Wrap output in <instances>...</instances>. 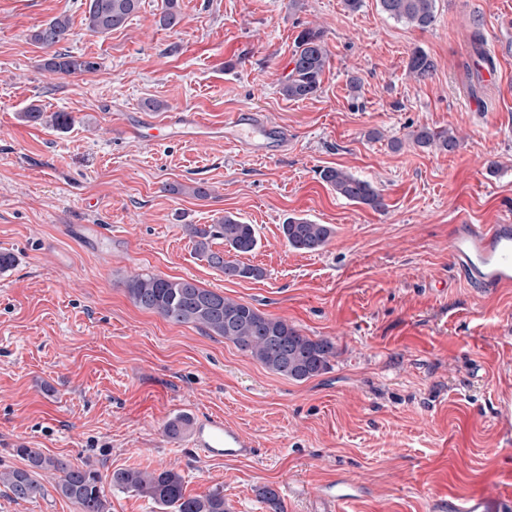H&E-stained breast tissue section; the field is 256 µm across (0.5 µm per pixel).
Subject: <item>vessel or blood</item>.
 Segmentation results:
<instances>
[{"instance_id": "b4317fda", "label": "vessel or blood", "mask_w": 512, "mask_h": 512, "mask_svg": "<svg viewBox=\"0 0 512 512\" xmlns=\"http://www.w3.org/2000/svg\"><path fill=\"white\" fill-rule=\"evenodd\" d=\"M226 126L235 130V139L248 153L265 156L288 149V136L271 118L258 112L229 115ZM127 132L141 136L151 133L161 140L179 130H195L205 126L202 115L173 112L157 119L148 115L123 119ZM451 263L470 287L512 288V220L499 224H457L448 238ZM192 447L208 457L240 459L253 455L254 448L242 432L225 422L220 415L199 416L193 426ZM502 497L494 489H485L471 499L466 512H499Z\"/></svg>"}]
</instances>
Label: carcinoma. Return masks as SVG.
Instances as JSON below:
<instances>
[{
    "instance_id": "1",
    "label": "carcinoma",
    "mask_w": 512,
    "mask_h": 512,
    "mask_svg": "<svg viewBox=\"0 0 512 512\" xmlns=\"http://www.w3.org/2000/svg\"><path fill=\"white\" fill-rule=\"evenodd\" d=\"M140 5V0H88L85 25L89 32L106 34L126 23ZM382 10L390 17L411 26L426 29L436 22V0H380ZM181 22L179 0H166L160 24L173 29ZM70 19L56 16L34 27L29 38L45 49L53 50L44 60V69L61 75L93 72L97 63L55 47L68 39ZM329 56L323 31L316 27L303 29L295 38L292 68L281 81L280 92L293 101H304L320 91L322 76ZM409 76L423 81L435 70V63L422 49L411 52L406 64ZM26 122L63 130L72 117L66 112L48 114L36 105L20 113ZM412 143L420 148L454 151L459 140L450 129L433 130L421 127L411 134ZM320 178L336 195L355 204L375 210L384 207L377 188L368 180L343 169L329 167ZM186 235L198 255L224 273L227 280L264 277L262 268L238 260L254 252L260 245L256 229L233 215H226L214 224H187ZM288 246L304 253L318 252L330 241L333 228L316 224L303 217H289L281 224ZM224 241V250L212 249L213 241ZM127 293L142 310L155 313L178 325L192 324L209 336H219L232 342L267 371L293 381H305L330 369L336 349L326 338L312 339L281 318L270 317L257 308L235 301L220 292L203 288L192 278H164L138 275L127 284ZM16 455L27 462V468L0 470V485L13 500H27L45 494L36 479L41 471L59 473L54 491L77 506V512H110L99 471L87 461L73 462L43 454L37 448L22 446ZM112 487L131 492L158 505L166 512H229L224 501V489L215 487L202 495L185 494L184 478L174 469H117L112 472Z\"/></svg>"
}]
</instances>
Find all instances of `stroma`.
<instances>
[{"mask_svg": "<svg viewBox=\"0 0 512 512\" xmlns=\"http://www.w3.org/2000/svg\"><path fill=\"white\" fill-rule=\"evenodd\" d=\"M141 0L125 27L94 34L86 0H0V466L24 467L18 445L97 468L110 512H161L113 489L118 468H174L187 494L222 486L229 512H322L330 483H357L336 512H456L495 486L512 512V289L470 288L448 256L459 220L512 216V0H437L434 26L390 18L379 0ZM71 20L63 49L96 71L56 75L30 30ZM324 32L315 98L285 99L294 41ZM481 32L492 67H477ZM435 62L416 81L414 49ZM358 78L351 91L350 78ZM200 113L204 141L119 135L116 116L148 100ZM69 113L64 131L20 120L30 105ZM271 117L286 152L253 156L223 132L226 114ZM453 129L452 153L419 148V127ZM401 140V149L391 147ZM338 167L369 180L384 206L349 202L320 178ZM208 186L197 198L189 186ZM233 214L260 248L244 263L260 280L228 281L195 253L187 224ZM291 216L329 224L316 253L288 246ZM141 273L201 287L287 320L336 347L327 373L296 382L197 327L136 307ZM223 415L254 456L213 460L178 416ZM0 512H77L52 492Z\"/></svg>", "mask_w": 512, "mask_h": 512, "instance_id": "obj_1", "label": "stroma"}]
</instances>
